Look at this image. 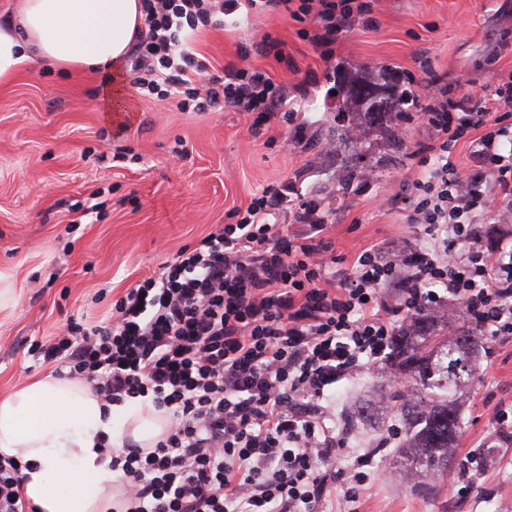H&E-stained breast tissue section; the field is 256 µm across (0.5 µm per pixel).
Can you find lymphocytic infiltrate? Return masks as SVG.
<instances>
[{
  "mask_svg": "<svg viewBox=\"0 0 512 512\" xmlns=\"http://www.w3.org/2000/svg\"><path fill=\"white\" fill-rule=\"evenodd\" d=\"M378 0H141V27L126 62L138 95H175L184 112L225 105L253 137L272 118L292 122L298 97L249 66L251 52L287 60L286 44L264 35L240 64L210 75L192 36L253 12H288L324 62L355 26L376 24ZM434 94L415 113L430 131L415 155L420 170L406 201L408 224L454 232L453 244H390L363 250L339 268L326 225L293 233L268 218L285 201L278 186L112 304L111 318L73 322L38 344L57 373L92 384L109 405L141 400L169 427L152 449L133 441L98 448L126 483L125 512H325L328 468L347 447L332 396L338 382L386 358L416 314L444 317L457 301L491 337L512 335V258H493L479 225L512 213V70L490 91L433 77ZM469 150L459 168L453 151ZM0 512H37L23 494L18 462L0 458Z\"/></svg>",
  "mask_w": 512,
  "mask_h": 512,
  "instance_id": "f902f5d3",
  "label": "lymphocytic infiltrate"
}]
</instances>
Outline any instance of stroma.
<instances>
[{"label":"stroma","instance_id":"35a3bbf8","mask_svg":"<svg viewBox=\"0 0 512 512\" xmlns=\"http://www.w3.org/2000/svg\"><path fill=\"white\" fill-rule=\"evenodd\" d=\"M376 17L377 27L356 28L338 44L332 81L288 14H253L195 35L200 58L218 76L238 63L240 45L267 33L285 41L290 64L257 53L250 64L291 86L308 72L319 75L293 122H271L260 138L231 108L182 112L175 97H140L122 69L103 76L36 63L0 85L1 395L50 372L29 355L32 341L60 334L73 315L100 319L127 288L216 231L229 209L247 207L265 186L287 189L274 221L294 231L303 227L299 202L317 201L334 252L346 259L402 237L416 248L429 243L424 225L409 228L395 197L417 176L411 154L428 130L408 126L391 146L357 110L346 80L362 84L384 72L391 92L411 91L420 104L434 74L479 89L488 57L512 70V47L500 48L512 44V0H381ZM114 84L122 102L104 105L101 97ZM347 113L361 132L362 152L319 135ZM478 359L479 373L458 399L455 471L429 491L425 479L405 480L399 448L382 449L370 467L390 477L361 487L356 512H512V445L498 450L469 493L458 492L457 469L492 433L494 407L512 404V338L484 337ZM392 377L385 360L336 386L337 403L369 408L336 457L344 476L370 439L401 422L381 406L379 388Z\"/></svg>","mask_w":512,"mask_h":512}]
</instances>
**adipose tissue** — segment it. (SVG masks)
I'll return each mask as SVG.
<instances>
[{
  "label": "adipose tissue",
  "instance_id": "adipose-tissue-1",
  "mask_svg": "<svg viewBox=\"0 0 512 512\" xmlns=\"http://www.w3.org/2000/svg\"><path fill=\"white\" fill-rule=\"evenodd\" d=\"M140 24V0H23L0 25V82L36 60L118 69ZM167 427L152 406H104L85 380L51 372L0 395V457L24 463L23 493L38 512H111L124 488L96 436L148 448Z\"/></svg>",
  "mask_w": 512,
  "mask_h": 512
}]
</instances>
